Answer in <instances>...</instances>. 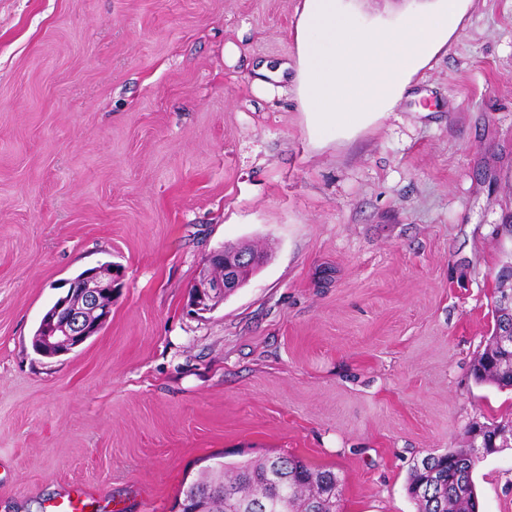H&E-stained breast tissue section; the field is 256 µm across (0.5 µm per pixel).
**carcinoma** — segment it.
Instances as JSON below:
<instances>
[{"label":"carcinoma","instance_id":"cac0c4a2","mask_svg":"<svg viewBox=\"0 0 512 512\" xmlns=\"http://www.w3.org/2000/svg\"><path fill=\"white\" fill-rule=\"evenodd\" d=\"M512 330V311L502 305L495 308V325L486 339L484 352L472 365L478 383L489 382L500 389H512V355L494 348L501 332ZM512 418L474 422L465 430L466 437L479 433L488 442L480 452L470 447L430 452L410 469L408 491L418 512H478V496L473 472L485 458L512 446L507 439L493 435ZM277 466L288 482L281 497L267 482L272 466ZM339 479L329 469L309 467L291 456H269L255 460L217 461L207 467L205 477L189 484L177 501L179 512H249L248 502L268 497L269 512H336Z\"/></svg>","mask_w":512,"mask_h":512}]
</instances>
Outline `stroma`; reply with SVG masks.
Returning <instances> with one entry per match:
<instances>
[{
	"instance_id": "35a3bbf8",
	"label": "stroma",
	"mask_w": 512,
	"mask_h": 512,
	"mask_svg": "<svg viewBox=\"0 0 512 512\" xmlns=\"http://www.w3.org/2000/svg\"><path fill=\"white\" fill-rule=\"evenodd\" d=\"M298 0H0V512H172L214 461L294 455L340 512H416L413 461L512 415L476 384L512 260V0L377 125L314 147L292 93ZM236 43L227 63L222 50ZM260 268L187 307L211 251ZM124 277L104 328L38 355L84 270ZM512 512V449L475 469ZM87 501L84 492L74 490L49 505V512H84Z\"/></svg>"
}]
</instances>
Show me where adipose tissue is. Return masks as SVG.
<instances>
[{
    "mask_svg": "<svg viewBox=\"0 0 512 512\" xmlns=\"http://www.w3.org/2000/svg\"><path fill=\"white\" fill-rule=\"evenodd\" d=\"M472 0H408L363 20L367 0H299L294 62L262 65L254 84L294 71L292 92L312 144L348 138L390 113L457 35Z\"/></svg>",
    "mask_w": 512,
    "mask_h": 512,
    "instance_id": "adipose-tissue-1",
    "label": "adipose tissue"
}]
</instances>
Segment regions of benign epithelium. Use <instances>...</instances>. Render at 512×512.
<instances>
[{
  "label": "benign epithelium",
  "mask_w": 512,
  "mask_h": 512,
  "mask_svg": "<svg viewBox=\"0 0 512 512\" xmlns=\"http://www.w3.org/2000/svg\"><path fill=\"white\" fill-rule=\"evenodd\" d=\"M260 263L261 258L256 255H245L235 261L230 259L225 262L222 274L207 276L198 284L195 303L190 306V310L196 314L211 310L212 302L224 299L243 285L244 269ZM112 287L113 280L102 279L100 269L87 270L78 279L75 290L62 298L56 308V317L44 326L40 355L55 357L61 345L73 348L81 346L90 335V319L97 315L100 316V322H107L112 305L105 301V297Z\"/></svg>",
  "instance_id": "7a95c632"
}]
</instances>
